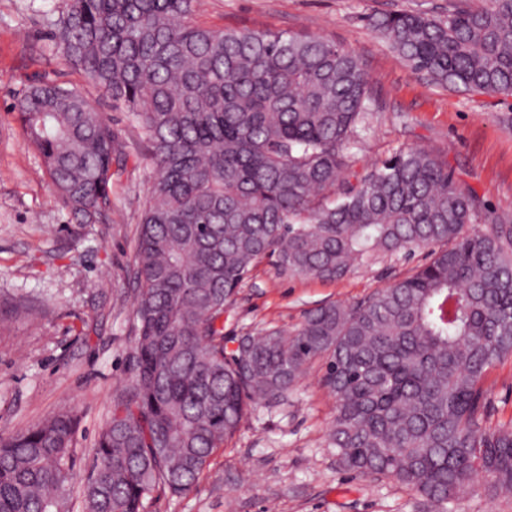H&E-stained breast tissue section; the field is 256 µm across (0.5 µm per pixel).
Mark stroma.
Listing matches in <instances>:
<instances>
[{
  "label": "stroma",
  "mask_w": 512,
  "mask_h": 512,
  "mask_svg": "<svg viewBox=\"0 0 512 512\" xmlns=\"http://www.w3.org/2000/svg\"><path fill=\"white\" fill-rule=\"evenodd\" d=\"M63 6L64 0H0V435L76 413L74 477L59 512H85L92 448L130 376L133 259L152 171L127 113L88 90L128 158L112 179L108 222L87 227L84 240L72 242L75 221L12 112L34 74L85 84L50 39ZM397 9L438 15L448 0H202L197 19L213 28L320 36L351 51L371 97L354 150L358 166L398 146H418L447 163L486 207L512 216V96L452 91L412 70L369 28L372 16ZM428 260L424 250L379 254L340 281L288 276L264 262L225 311L224 339L231 345L262 328L294 330L308 309L356 302ZM20 303L35 306V313L12 316ZM320 375L312 366L285 403L254 404L189 490L156 493L145 512H421L414 491L340 467L326 439L335 402ZM484 388L489 426L512 422V358L489 370Z\"/></svg>",
  "instance_id": "stroma-1"
}]
</instances>
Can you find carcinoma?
<instances>
[{"mask_svg": "<svg viewBox=\"0 0 512 512\" xmlns=\"http://www.w3.org/2000/svg\"><path fill=\"white\" fill-rule=\"evenodd\" d=\"M197 2L66 0L52 24L66 60L129 114L154 171L131 374L92 449L86 512H144L155 492L190 489L252 404H280L316 358L341 468L391 477L424 512H448L476 483L512 495V424L483 426L484 379L512 357V218L421 147L357 168L370 102L358 58L317 36L203 27ZM369 25L436 84L512 95V0ZM13 111L53 191L80 224L100 223L126 156L112 125L82 89L40 74ZM420 248L428 263L364 300L318 306L246 348L224 342V310L266 258L339 281ZM77 424L62 413L0 437V512L57 508Z\"/></svg>", "mask_w": 512, "mask_h": 512, "instance_id": "obj_1", "label": "carcinoma"}]
</instances>
